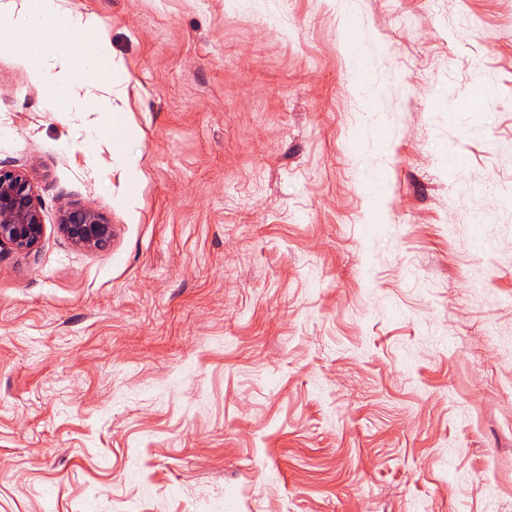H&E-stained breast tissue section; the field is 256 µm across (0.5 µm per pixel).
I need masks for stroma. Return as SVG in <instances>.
Returning <instances> with one entry per match:
<instances>
[{"mask_svg":"<svg viewBox=\"0 0 512 512\" xmlns=\"http://www.w3.org/2000/svg\"><path fill=\"white\" fill-rule=\"evenodd\" d=\"M68 5L141 159L0 45V512H512V0ZM45 232L42 206L27 172L0 165V249L30 255ZM58 228L75 247L86 251L104 250L115 236V229L106 217L87 205H61Z\"/></svg>","mask_w":512,"mask_h":512,"instance_id":"obj_1","label":"stroma"}]
</instances>
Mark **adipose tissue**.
<instances>
[{"label":"adipose tissue","mask_w":512,"mask_h":512,"mask_svg":"<svg viewBox=\"0 0 512 512\" xmlns=\"http://www.w3.org/2000/svg\"><path fill=\"white\" fill-rule=\"evenodd\" d=\"M63 2L25 0V9L18 13L14 0H0V41L14 47L41 80L46 109L71 114L84 150L109 141L113 159L134 170L138 157L126 143L113 140L114 132L128 130L121 114H108L97 123L86 118L88 100L125 82L127 72L115 61L105 29L64 8Z\"/></svg>","instance_id":"1"}]
</instances>
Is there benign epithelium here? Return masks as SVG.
I'll use <instances>...</instances> for the list:
<instances>
[{"label":"benign epithelium","mask_w":512,"mask_h":512,"mask_svg":"<svg viewBox=\"0 0 512 512\" xmlns=\"http://www.w3.org/2000/svg\"><path fill=\"white\" fill-rule=\"evenodd\" d=\"M58 228L75 247L86 251L104 250L115 236L106 217L87 205H61ZM45 232L42 206L27 172L0 165V248L30 255Z\"/></svg>","instance_id":"obj_1"}]
</instances>
